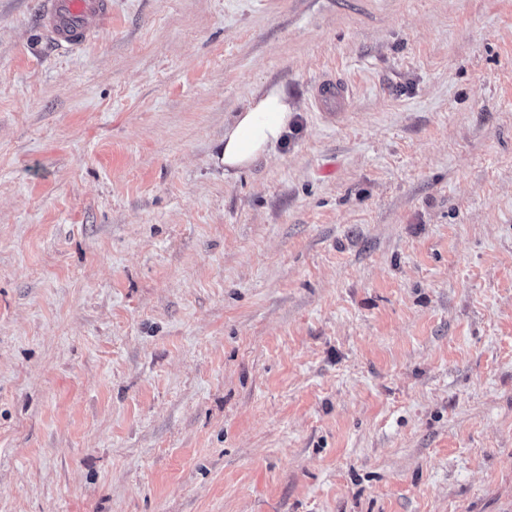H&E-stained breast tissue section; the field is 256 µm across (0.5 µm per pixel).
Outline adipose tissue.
Returning a JSON list of instances; mask_svg holds the SVG:
<instances>
[{
	"mask_svg": "<svg viewBox=\"0 0 512 512\" xmlns=\"http://www.w3.org/2000/svg\"><path fill=\"white\" fill-rule=\"evenodd\" d=\"M293 109L283 89L265 91L224 128V174L237 176L270 151L288 129Z\"/></svg>",
	"mask_w": 512,
	"mask_h": 512,
	"instance_id": "ef3b65f1",
	"label": "adipose tissue"
}]
</instances>
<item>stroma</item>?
Wrapping results in <instances>:
<instances>
[{
    "label": "stroma",
    "instance_id": "1",
    "mask_svg": "<svg viewBox=\"0 0 512 512\" xmlns=\"http://www.w3.org/2000/svg\"><path fill=\"white\" fill-rule=\"evenodd\" d=\"M41 7L0 0V512H512V0H112L74 51ZM351 90L332 76H325L316 83L312 100L318 112H338L350 99ZM293 109L288 96L272 87L224 127V174L237 176L270 151L288 129Z\"/></svg>",
    "mask_w": 512,
    "mask_h": 512
}]
</instances>
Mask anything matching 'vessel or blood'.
Returning <instances> with one entry per match:
<instances>
[{
	"mask_svg": "<svg viewBox=\"0 0 512 512\" xmlns=\"http://www.w3.org/2000/svg\"><path fill=\"white\" fill-rule=\"evenodd\" d=\"M41 32L59 47H75L87 38L88 23L104 25L111 16L108 0H42ZM351 91L334 77L326 76L313 89L314 107L320 112H337L350 99Z\"/></svg>",
	"mask_w": 512,
	"mask_h": 512,
	"instance_id": "b4317fda",
	"label": "vessel or blood"
}]
</instances>
